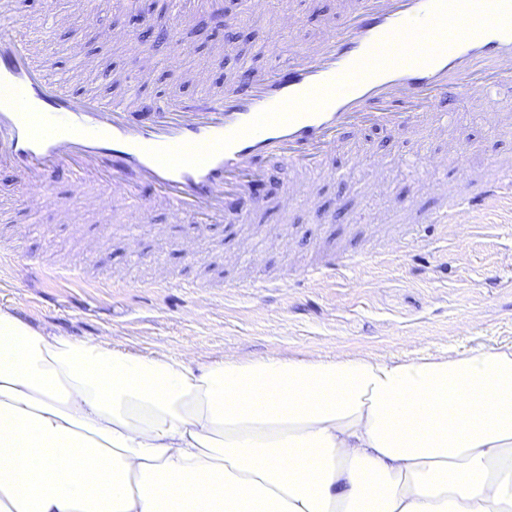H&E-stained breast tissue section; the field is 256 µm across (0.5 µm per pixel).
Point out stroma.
<instances>
[{
    "label": "stroma",
    "instance_id": "stroma-1",
    "mask_svg": "<svg viewBox=\"0 0 512 512\" xmlns=\"http://www.w3.org/2000/svg\"><path fill=\"white\" fill-rule=\"evenodd\" d=\"M45 0H19L36 23L35 35L72 91L94 89L103 98L125 94L138 61L126 34L133 17L167 30L152 44L157 67L141 80V98L187 99L206 69L214 83L242 66L265 71L300 43L348 18V0H266L264 9L220 0L239 38L225 42L208 15L177 14L174 0H52L57 20L40 29ZM297 22L276 50H267L274 17ZM116 32L113 40L104 39ZM188 48L171 66L174 42ZM455 129L468 146L458 164L483 178L492 160L512 162V138L493 135L465 101L455 105ZM385 156L380 175L336 152L316 178L315 205L281 211L279 198L295 178L286 162L263 158L253 221L229 219L197 235L162 210L127 227L121 214L87 212L65 224L50 210L31 214L17 199L10 173L0 172V239L27 234L26 255L0 266V307L35 326L74 339L96 336L135 352L191 353L206 362L234 353L250 358L374 355L405 358L447 348L469 351L512 345V198L456 224H426L441 199L433 191L442 169L418 167L420 149L406 131L366 129L351 140ZM198 237L199 257L180 241ZM354 258L335 273H318L329 258ZM76 284L53 278L73 263Z\"/></svg>",
    "mask_w": 512,
    "mask_h": 512
}]
</instances>
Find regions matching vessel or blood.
<instances>
[{
	"label": "vessel or blood",
	"mask_w": 512,
	"mask_h": 512,
	"mask_svg": "<svg viewBox=\"0 0 512 512\" xmlns=\"http://www.w3.org/2000/svg\"><path fill=\"white\" fill-rule=\"evenodd\" d=\"M30 29L18 0H0V170L27 208H54L67 222L78 200L89 210L162 208L203 229L230 213L248 224L257 158L307 173L351 129L405 128L423 146L444 136L457 159L466 145L450 134L446 99L467 100L494 134L512 137V0H354L344 25L283 65L179 102L145 103L133 88L110 99L71 93L48 62L33 65ZM61 169L64 198L49 189ZM144 182L151 198L139 194ZM511 195L512 164L497 163L480 184L457 181L424 221L452 224Z\"/></svg>",
	"instance_id": "b4317fda"
}]
</instances>
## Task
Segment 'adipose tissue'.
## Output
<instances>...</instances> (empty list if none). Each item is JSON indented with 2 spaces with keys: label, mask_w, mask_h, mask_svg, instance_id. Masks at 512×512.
Returning <instances> with one entry per match:
<instances>
[{
  "label": "adipose tissue",
  "mask_w": 512,
  "mask_h": 512,
  "mask_svg": "<svg viewBox=\"0 0 512 512\" xmlns=\"http://www.w3.org/2000/svg\"><path fill=\"white\" fill-rule=\"evenodd\" d=\"M0 512H512V346L201 362L0 307Z\"/></svg>",
  "instance_id": "1"
}]
</instances>
